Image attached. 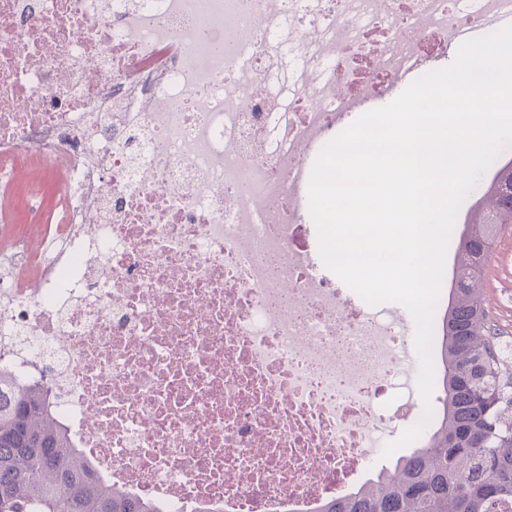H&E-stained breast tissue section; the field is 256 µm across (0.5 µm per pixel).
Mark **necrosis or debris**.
<instances>
[{
    "label": "necrosis or debris",
    "instance_id": "necrosis-or-debris-1",
    "mask_svg": "<svg viewBox=\"0 0 512 512\" xmlns=\"http://www.w3.org/2000/svg\"><path fill=\"white\" fill-rule=\"evenodd\" d=\"M0 0V368L107 485L288 512L420 418L322 273L308 157L512 0Z\"/></svg>",
    "mask_w": 512,
    "mask_h": 512
}]
</instances>
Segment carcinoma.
I'll use <instances>...</instances> for the list:
<instances>
[{"label": "carcinoma", "instance_id": "carcinoma-1", "mask_svg": "<svg viewBox=\"0 0 512 512\" xmlns=\"http://www.w3.org/2000/svg\"><path fill=\"white\" fill-rule=\"evenodd\" d=\"M439 323L433 425L422 446L308 512H512V369L502 365L475 283L512 224V160L467 212ZM0 512H162L104 484L37 389L0 371Z\"/></svg>", "mask_w": 512, "mask_h": 512}]
</instances>
